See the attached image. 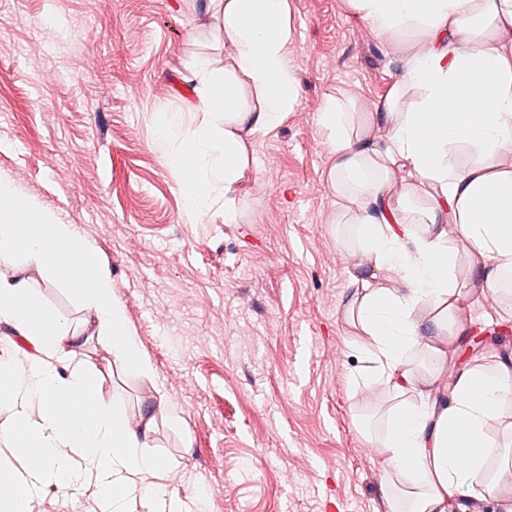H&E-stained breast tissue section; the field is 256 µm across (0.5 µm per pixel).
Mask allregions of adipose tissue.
<instances>
[{"mask_svg":"<svg viewBox=\"0 0 512 512\" xmlns=\"http://www.w3.org/2000/svg\"><path fill=\"white\" fill-rule=\"evenodd\" d=\"M351 13L387 41L420 40L406 75L373 112H352L328 101L320 114L334 163L329 183L339 215L353 224L361 255L353 281L362 293L351 304L367 336L373 378L397 398L390 409L387 466L401 475L411 512H512L498 482L486 479L501 446L488 428L503 415L512 389V358L493 373L458 372L447 395H431L448 356V336L469 297L456 278L457 242H464L485 290L500 294L512 275V0H346ZM224 31L238 72L209 80L201 122L190 134L165 124L159 145L173 149L172 163L184 195L186 217L198 223L224 199V220L236 217L231 196L244 159L242 127L278 124L294 108L295 77L284 48L291 37L287 0H224ZM247 78L258 111L241 104ZM417 98L404 105L408 90ZM466 147L473 161L458 163L452 150ZM405 170L424 206L392 203L391 168ZM0 252H17L35 277L0 273V321L12 324L36 350L29 366L0 355V512H29L33 491L54 483L71 487L95 480L113 502H129L135 478L156 477L166 462L151 449L154 415L132 428L116 406L97 397L98 373L82 366L61 374L58 365L80 330L45 304L37 277L63 280L95 324L98 341L113 358L141 365L124 305L96 247L73 225L35 210L8 180L0 179ZM430 316L428 342L417 343L415 314ZM424 348V365L404 358ZM466 467H459V456ZM469 492H460L465 479Z\"/></svg>","mask_w":512,"mask_h":512,"instance_id":"ef3b65f1","label":"adipose tissue"}]
</instances>
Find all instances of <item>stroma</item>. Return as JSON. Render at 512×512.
Instances as JSON below:
<instances>
[{"label":"stroma","instance_id":"35a3bbf8","mask_svg":"<svg viewBox=\"0 0 512 512\" xmlns=\"http://www.w3.org/2000/svg\"><path fill=\"white\" fill-rule=\"evenodd\" d=\"M285 54L297 103L242 129L234 222L184 219L159 127L192 131L207 74L230 44L215 0H0V177L98 249L149 372L97 338L65 366L94 364L131 424L156 416L152 446L181 512H406L386 469L387 388L347 307L353 225L336 221L319 115L331 99L373 112L408 70L345 0H287ZM460 254L466 330H512ZM30 512H110L97 488L41 486Z\"/></svg>","mask_w":512,"mask_h":512}]
</instances>
